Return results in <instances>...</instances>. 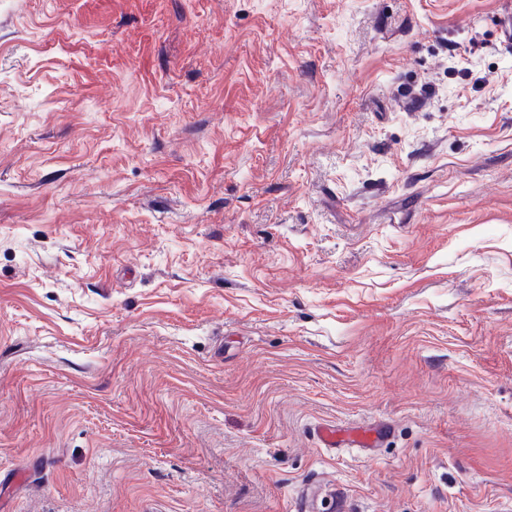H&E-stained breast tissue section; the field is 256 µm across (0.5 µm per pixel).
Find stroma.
<instances>
[{"instance_id":"stroma-1","label":"stroma","mask_w":512,"mask_h":512,"mask_svg":"<svg viewBox=\"0 0 512 512\" xmlns=\"http://www.w3.org/2000/svg\"><path fill=\"white\" fill-rule=\"evenodd\" d=\"M505 6L0 0V512H512ZM317 435L320 442L326 448L352 446L356 448H374L379 439V433H376L371 428L356 427L348 434L350 444H344L345 434L341 430L336 429L335 426H321L317 430Z\"/></svg>"}]
</instances>
